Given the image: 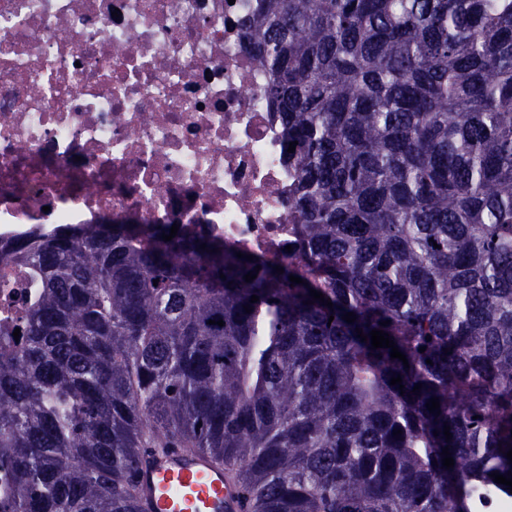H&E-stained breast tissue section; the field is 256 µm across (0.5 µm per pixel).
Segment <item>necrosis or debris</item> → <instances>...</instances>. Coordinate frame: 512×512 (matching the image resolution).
<instances>
[{"mask_svg": "<svg viewBox=\"0 0 512 512\" xmlns=\"http://www.w3.org/2000/svg\"><path fill=\"white\" fill-rule=\"evenodd\" d=\"M258 0H0V239L176 224L268 260L295 221Z\"/></svg>", "mask_w": 512, "mask_h": 512, "instance_id": "obj_1", "label": "necrosis or debris"}]
</instances>
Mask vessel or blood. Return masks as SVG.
<instances>
[{
	"instance_id": "obj_1",
	"label": "vessel or blood",
	"mask_w": 512,
	"mask_h": 512,
	"mask_svg": "<svg viewBox=\"0 0 512 512\" xmlns=\"http://www.w3.org/2000/svg\"><path fill=\"white\" fill-rule=\"evenodd\" d=\"M151 491L154 512H239L237 494L222 469L203 455L172 452L137 475Z\"/></svg>"
}]
</instances>
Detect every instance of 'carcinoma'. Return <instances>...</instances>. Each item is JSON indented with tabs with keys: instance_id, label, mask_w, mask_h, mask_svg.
I'll return each mask as SVG.
<instances>
[{
	"instance_id": "cac0c4a2",
	"label": "carcinoma",
	"mask_w": 512,
	"mask_h": 512,
	"mask_svg": "<svg viewBox=\"0 0 512 512\" xmlns=\"http://www.w3.org/2000/svg\"><path fill=\"white\" fill-rule=\"evenodd\" d=\"M247 27L295 257L167 224L0 241V512H152L136 472L174 450L243 512L512 498V0H259Z\"/></svg>"
}]
</instances>
